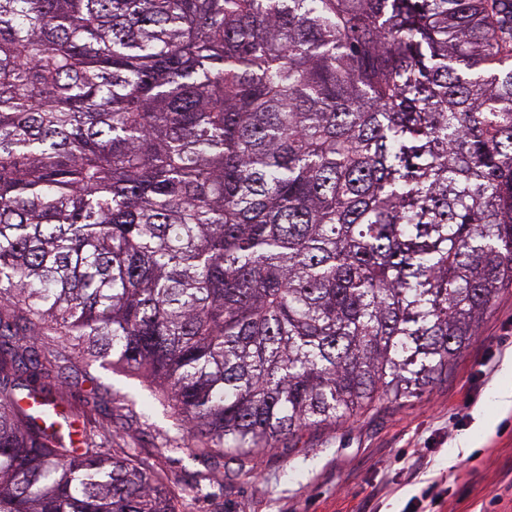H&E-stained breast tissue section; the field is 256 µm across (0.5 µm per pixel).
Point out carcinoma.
Masks as SVG:
<instances>
[{"label": "carcinoma", "instance_id": "cac0c4a2", "mask_svg": "<svg viewBox=\"0 0 512 512\" xmlns=\"http://www.w3.org/2000/svg\"><path fill=\"white\" fill-rule=\"evenodd\" d=\"M512 287V0H0V512H181L40 336L194 455L422 392Z\"/></svg>", "mask_w": 512, "mask_h": 512}]
</instances>
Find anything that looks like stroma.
<instances>
[{"mask_svg":"<svg viewBox=\"0 0 512 512\" xmlns=\"http://www.w3.org/2000/svg\"><path fill=\"white\" fill-rule=\"evenodd\" d=\"M39 346L64 356L46 383L83 396L77 424L111 430L115 445L137 448L173 489L197 486L188 512H512V405L498 396L512 387L511 287L421 397L302 432L252 459L175 450L170 417L137 378L56 336ZM215 468L220 490L202 479Z\"/></svg>","mask_w":512,"mask_h":512,"instance_id":"obj_1","label":"stroma"}]
</instances>
